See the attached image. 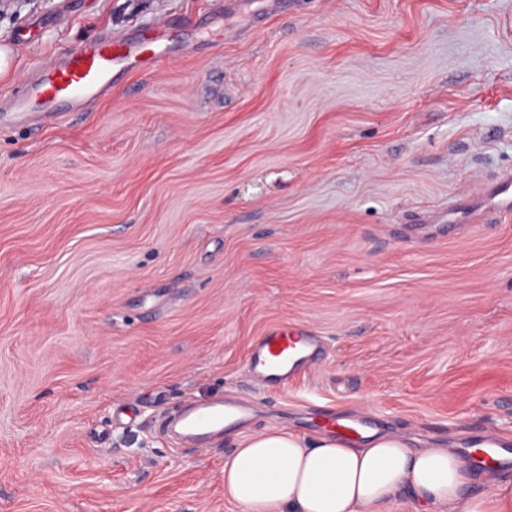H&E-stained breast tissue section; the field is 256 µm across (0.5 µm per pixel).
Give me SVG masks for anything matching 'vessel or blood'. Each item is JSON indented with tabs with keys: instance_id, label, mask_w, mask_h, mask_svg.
I'll list each match as a JSON object with an SVG mask.
<instances>
[{
	"instance_id": "obj_1",
	"label": "vessel or blood",
	"mask_w": 512,
	"mask_h": 512,
	"mask_svg": "<svg viewBox=\"0 0 512 512\" xmlns=\"http://www.w3.org/2000/svg\"><path fill=\"white\" fill-rule=\"evenodd\" d=\"M179 38V26L170 24L160 36L140 33L77 42L64 52L59 65L44 69L39 80L15 98L12 112L0 114V126L23 121L34 104L63 113L77 101L103 97L125 72L149 71L167 60L176 52ZM484 210L504 216L512 214V171L500 173L484 186L478 197L465 207L449 208L439 221L460 224ZM320 352L317 338L304 329L275 328L259 337L246 369L258 383L284 385L314 363ZM244 414L243 407L217 399L189 408L179 418L178 425L185 436L204 438L222 433ZM469 457L480 467L489 464L512 467V450L507 448H476L470 451Z\"/></svg>"
}]
</instances>
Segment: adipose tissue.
<instances>
[{
	"label": "adipose tissue",
	"mask_w": 512,
	"mask_h": 512,
	"mask_svg": "<svg viewBox=\"0 0 512 512\" xmlns=\"http://www.w3.org/2000/svg\"><path fill=\"white\" fill-rule=\"evenodd\" d=\"M472 479L456 449L414 448L398 434L356 445L269 427L224 462V495L247 512H387L401 493L415 512H512V481L488 470L485 491L469 496Z\"/></svg>",
	"instance_id": "ef3b65f1"
}]
</instances>
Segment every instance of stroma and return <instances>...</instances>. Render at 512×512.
I'll return each mask as SVG.
<instances>
[{"instance_id":"stroma-1","label":"stroma","mask_w":512,"mask_h":512,"mask_svg":"<svg viewBox=\"0 0 512 512\" xmlns=\"http://www.w3.org/2000/svg\"><path fill=\"white\" fill-rule=\"evenodd\" d=\"M164 19L157 68L0 128V512H246L224 459L269 426L512 443V218L436 221L512 170V0H0V107ZM273 326L324 353L267 388ZM216 398L252 414L165 430Z\"/></svg>"}]
</instances>
